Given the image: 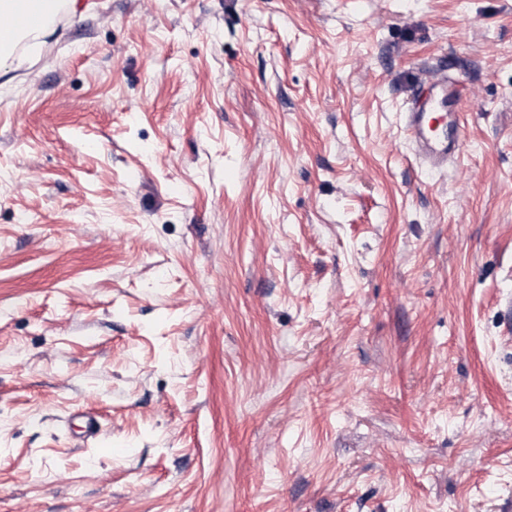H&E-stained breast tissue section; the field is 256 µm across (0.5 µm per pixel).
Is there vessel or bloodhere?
<instances>
[{
  "label": "vessel or blood",
  "mask_w": 512,
  "mask_h": 512,
  "mask_svg": "<svg viewBox=\"0 0 512 512\" xmlns=\"http://www.w3.org/2000/svg\"><path fill=\"white\" fill-rule=\"evenodd\" d=\"M52 7L45 0H22L9 14L0 16V42L12 44L23 32L45 22ZM464 109L459 84L441 74L416 86L412 92L403 126L422 167L435 171L447 168L461 152Z\"/></svg>",
  "instance_id": "vessel-or-blood-1"
}]
</instances>
